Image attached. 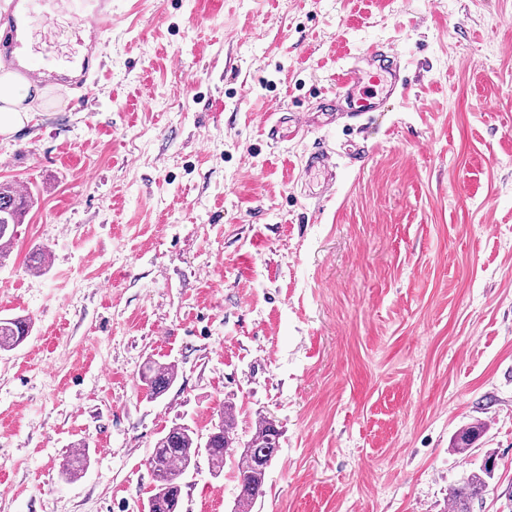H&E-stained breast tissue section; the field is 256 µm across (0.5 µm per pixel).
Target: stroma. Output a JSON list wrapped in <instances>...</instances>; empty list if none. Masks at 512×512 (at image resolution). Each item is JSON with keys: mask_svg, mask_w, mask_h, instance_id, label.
<instances>
[{"mask_svg": "<svg viewBox=\"0 0 512 512\" xmlns=\"http://www.w3.org/2000/svg\"><path fill=\"white\" fill-rule=\"evenodd\" d=\"M375 44L402 92L267 143ZM102 64L0 136L37 198L0 260L33 326L0 353V512H143L160 433L227 399L282 431L254 512H448L489 453L473 512H512V0H112ZM348 144L315 197L303 157ZM150 360L179 367L156 400ZM182 481L181 512H231L232 465ZM485 430L486 424L483 422H477L474 425L464 428L452 439L450 447L458 453L467 452ZM492 456L476 470L470 471L466 477L449 492V501L453 512H471L475 501L482 500L483 493L494 478L495 465ZM495 463V462H494Z\"/></svg>", "mask_w": 512, "mask_h": 512, "instance_id": "1", "label": "stroma"}]
</instances>
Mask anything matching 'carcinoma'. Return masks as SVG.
Segmentation results:
<instances>
[{"instance_id":"cac0c4a2","label":"carcinoma","mask_w":512,"mask_h":512,"mask_svg":"<svg viewBox=\"0 0 512 512\" xmlns=\"http://www.w3.org/2000/svg\"><path fill=\"white\" fill-rule=\"evenodd\" d=\"M28 206L27 195L13 186L0 185V257L6 255L15 240L18 224ZM31 333V321L23 316L0 318V351H12ZM178 376L175 365L150 361L140 375L146 397L158 399L174 384ZM486 430V424L477 422L459 431L451 441V448L464 453L472 447ZM281 431L277 424L262 418L252 429L248 440L243 441L237 432V412L230 401L224 402L218 422L205 435L186 424L175 423L155 442L147 459L154 477V486L147 498V512H179L182 485L181 477L196 466L199 458L207 460L214 477L224 474L227 461L234 464L238 492L232 512H252L257 500L264 495L267 469L280 448ZM492 457H487L476 470L449 492L452 512H472L475 502L494 478ZM87 456L79 453L69 456L62 464V474L68 481L81 477Z\"/></svg>"}]
</instances>
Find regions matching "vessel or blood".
<instances>
[{"instance_id":"1","label":"vessel or blood","mask_w":512,"mask_h":512,"mask_svg":"<svg viewBox=\"0 0 512 512\" xmlns=\"http://www.w3.org/2000/svg\"><path fill=\"white\" fill-rule=\"evenodd\" d=\"M38 0H7L0 5V67L18 71L26 80L43 85H62L91 90L102 70L101 43L112 21V0H54L61 13H71L73 49L55 59L52 66L38 64L33 43L38 28H50V16H38ZM405 84L396 54L383 47L368 58L347 66L333 95L322 98L316 109L275 118L267 135L272 141L298 135L307 127L342 118L359 119L380 109L381 95H394ZM335 151L320 148L303 161L306 181L315 183L319 197L336 186Z\"/></svg>"}]
</instances>
